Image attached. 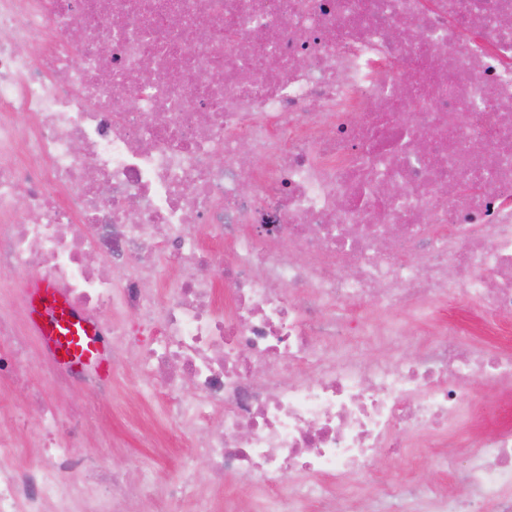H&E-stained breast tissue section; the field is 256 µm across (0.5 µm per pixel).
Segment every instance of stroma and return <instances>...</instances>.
Masks as SVG:
<instances>
[{
    "label": "stroma",
    "instance_id": "35a3bbf8",
    "mask_svg": "<svg viewBox=\"0 0 512 512\" xmlns=\"http://www.w3.org/2000/svg\"><path fill=\"white\" fill-rule=\"evenodd\" d=\"M106 378L112 385V396L102 410L109 413L110 418L95 422L89 428L87 444L112 440L114 447L107 464L131 482L139 477L134 460L149 459L154 465L158 486L166 487L180 476L182 463L190 456L191 449L175 430L167 398L155 382L141 373L137 345H130L124 366H107ZM373 470L377 479L365 484L361 498L365 512H391L394 506L392 500L380 495L378 482H402L411 488L432 485L445 491L459 478L458 470L445 469L423 457L398 461L381 458Z\"/></svg>",
    "mask_w": 512,
    "mask_h": 512
}]
</instances>
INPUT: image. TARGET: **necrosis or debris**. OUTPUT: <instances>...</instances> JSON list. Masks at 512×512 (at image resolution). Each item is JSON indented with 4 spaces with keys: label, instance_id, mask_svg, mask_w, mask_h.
I'll list each match as a JSON object with an SVG mask.
<instances>
[{
    "label": "necrosis or debris",
    "instance_id": "1",
    "mask_svg": "<svg viewBox=\"0 0 512 512\" xmlns=\"http://www.w3.org/2000/svg\"><path fill=\"white\" fill-rule=\"evenodd\" d=\"M507 17L512 0H0V271L55 283L117 364L139 336L206 464L164 512L227 476L259 482L264 512H335L338 485L410 448L461 468L410 512H512V343L471 341L512 316ZM461 297L476 314L430 319L399 358L403 316ZM21 308L0 300V389L27 398L0 425V512H140L154 481L75 449L106 381L33 353ZM38 370L86 396L60 410ZM478 381L496 400H465Z\"/></svg>",
    "mask_w": 512,
    "mask_h": 512
}]
</instances>
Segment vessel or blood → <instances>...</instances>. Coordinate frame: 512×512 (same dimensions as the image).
Here are the masks:
<instances>
[{
    "label": "vessel or blood",
    "mask_w": 512,
    "mask_h": 512,
    "mask_svg": "<svg viewBox=\"0 0 512 512\" xmlns=\"http://www.w3.org/2000/svg\"><path fill=\"white\" fill-rule=\"evenodd\" d=\"M32 324L44 346L75 370H100L106 341L97 325L67 303L48 279L28 282Z\"/></svg>",
    "instance_id": "b4317fda"
}]
</instances>
